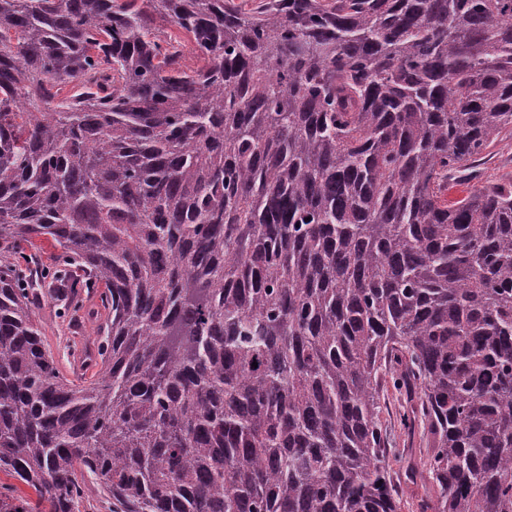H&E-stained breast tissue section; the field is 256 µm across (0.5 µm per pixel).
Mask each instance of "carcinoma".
<instances>
[{
	"instance_id": "cac0c4a2",
	"label": "carcinoma",
	"mask_w": 512,
	"mask_h": 512,
	"mask_svg": "<svg viewBox=\"0 0 512 512\" xmlns=\"http://www.w3.org/2000/svg\"><path fill=\"white\" fill-rule=\"evenodd\" d=\"M506 137L512 0H0V472L46 512L89 479L107 512H401L390 384L417 512H512ZM49 277L106 311L77 382ZM157 27L163 31L166 32L168 36H171L173 41H178V43L184 45L183 52V61L182 63L185 65L186 68H193L197 65V59L195 55L189 51L191 47V42L189 41V37L180 29H178L176 26L169 22H162L159 21L157 23ZM481 165L484 179L493 181L512 180V140H504L491 148ZM49 305H44L40 316L44 323L45 342L59 363L63 373L69 375L68 370L72 366V351L86 339H93L94 323L81 321L77 325L73 323L71 312H59L55 303L49 300ZM386 399L387 408L381 414L382 420L391 431L396 447L404 450L403 460L396 462L390 459L389 466L393 473L401 475L407 464L411 463L419 455L420 450L425 448L424 438L421 429H416L413 433H407L399 425V415L409 407V394L404 391L388 388Z\"/></svg>"
}]
</instances>
